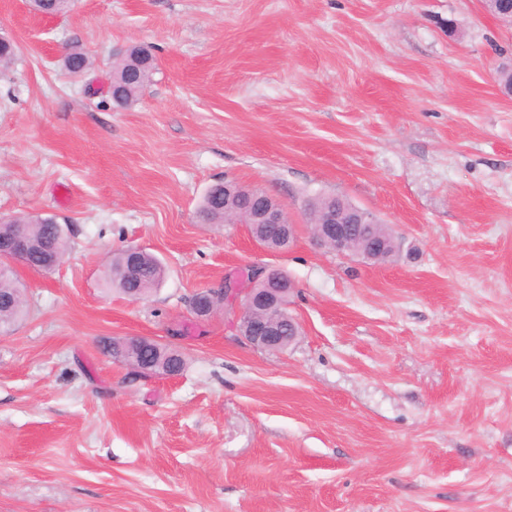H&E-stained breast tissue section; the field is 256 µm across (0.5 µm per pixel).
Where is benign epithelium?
Segmentation results:
<instances>
[{
	"label": "benign epithelium",
	"mask_w": 512,
	"mask_h": 512,
	"mask_svg": "<svg viewBox=\"0 0 512 512\" xmlns=\"http://www.w3.org/2000/svg\"><path fill=\"white\" fill-rule=\"evenodd\" d=\"M248 196L256 202V207L246 212L245 223L256 240L265 238L266 225L274 227L284 236H295L296 225L289 220L286 208L279 200L256 187L248 189ZM374 223L375 219L367 211H358L349 220L342 221L336 209L328 207L319 214L311 233L321 246L332 242L338 253L354 252L373 259L384 250ZM26 251L27 246L17 242L0 247V260L12 267H25ZM293 288L294 283L282 270L274 267L255 268L249 274V285L245 288L233 279L224 280V305L238 309L236 328L239 334L254 347L269 351L279 345L282 336H298L300 324L289 314L279 319H257L254 313L287 307L288 295ZM198 296L201 301L193 306L195 315L199 318L210 316L214 311L213 293L205 289L198 292Z\"/></svg>",
	"instance_id": "benign-epithelium-1"
}]
</instances>
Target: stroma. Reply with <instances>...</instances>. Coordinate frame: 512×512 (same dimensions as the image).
Returning a JSON list of instances; mask_svg holds the SVG:
<instances>
[{"mask_svg":"<svg viewBox=\"0 0 512 512\" xmlns=\"http://www.w3.org/2000/svg\"><path fill=\"white\" fill-rule=\"evenodd\" d=\"M0 36V213L73 228L55 271L18 268L29 314L0 334V512H512V27L483 0H0ZM132 45L156 69L120 109ZM224 180L285 205L287 250L197 221ZM332 194L387 260L313 240ZM131 246L168 266L138 301L102 281ZM265 265L296 285L279 352L189 306ZM124 336L185 370L114 361Z\"/></svg>","mask_w":512,"mask_h":512,"instance_id":"1","label":"stroma"}]
</instances>
